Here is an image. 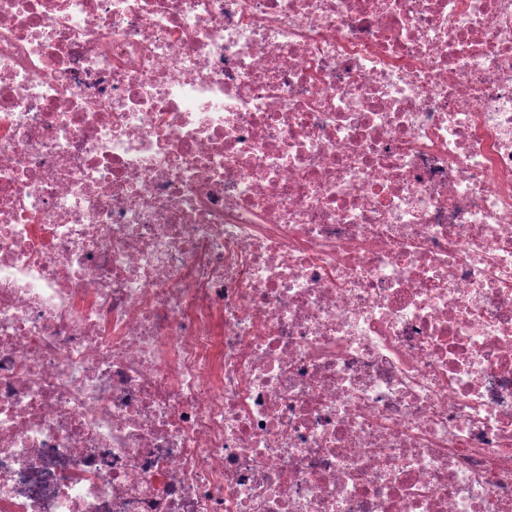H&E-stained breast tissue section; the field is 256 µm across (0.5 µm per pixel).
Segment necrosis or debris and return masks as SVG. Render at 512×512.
Returning <instances> with one entry per match:
<instances>
[{
    "label": "necrosis or debris",
    "instance_id": "necrosis-or-debris-1",
    "mask_svg": "<svg viewBox=\"0 0 512 512\" xmlns=\"http://www.w3.org/2000/svg\"><path fill=\"white\" fill-rule=\"evenodd\" d=\"M0 512H512V0H0Z\"/></svg>",
    "mask_w": 512,
    "mask_h": 512
}]
</instances>
